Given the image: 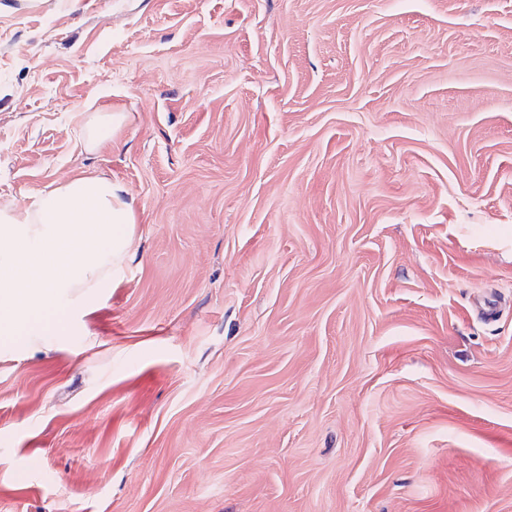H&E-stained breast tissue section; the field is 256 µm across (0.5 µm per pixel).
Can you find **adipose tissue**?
<instances>
[{
  "label": "adipose tissue",
  "mask_w": 512,
  "mask_h": 512,
  "mask_svg": "<svg viewBox=\"0 0 512 512\" xmlns=\"http://www.w3.org/2000/svg\"><path fill=\"white\" fill-rule=\"evenodd\" d=\"M124 123L120 112L89 113L83 148L101 150ZM135 222L126 189L97 175L71 178L25 208L0 207V336L36 340L64 292L104 287L125 259Z\"/></svg>",
  "instance_id": "obj_1"
}]
</instances>
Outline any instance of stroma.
Here are the masks:
<instances>
[{"label":"stroma","instance_id":"stroma-1","mask_svg":"<svg viewBox=\"0 0 512 512\" xmlns=\"http://www.w3.org/2000/svg\"><path fill=\"white\" fill-rule=\"evenodd\" d=\"M79 174L133 240L0 341V512H512V0H0V207ZM122 112H90L86 118L82 146L88 152L99 151L112 143L125 123Z\"/></svg>","mask_w":512,"mask_h":512}]
</instances>
